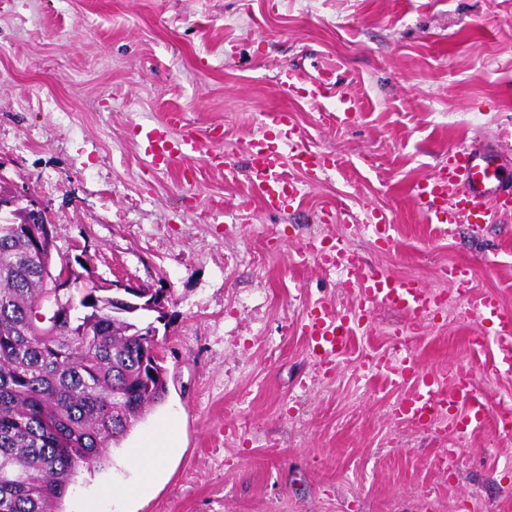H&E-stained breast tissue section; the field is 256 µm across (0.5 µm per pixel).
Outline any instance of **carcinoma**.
<instances>
[{"mask_svg": "<svg viewBox=\"0 0 512 512\" xmlns=\"http://www.w3.org/2000/svg\"><path fill=\"white\" fill-rule=\"evenodd\" d=\"M38 224L0 223V512H59L78 469L100 466L166 394L136 316L77 283L52 304Z\"/></svg>", "mask_w": 512, "mask_h": 512, "instance_id": "obj_1", "label": "carcinoma"}]
</instances>
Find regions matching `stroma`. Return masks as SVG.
<instances>
[{
	"label": "stroma",
	"mask_w": 512,
	"mask_h": 512,
	"mask_svg": "<svg viewBox=\"0 0 512 512\" xmlns=\"http://www.w3.org/2000/svg\"><path fill=\"white\" fill-rule=\"evenodd\" d=\"M281 66L335 67L356 112L280 90ZM273 108L337 163L285 213L254 195L244 151ZM139 124L222 133L224 163L151 168ZM471 141L499 149L512 179V0H0V174L46 206L55 258L168 299V394L105 467L80 468L62 512H512V431L400 419L404 388L364 365L404 342L422 373L469 369L512 405L491 324L464 315L486 293L512 314V211L432 224L412 195ZM373 211L394 226L390 250L352 231ZM339 237L362 275L416 279L444 303L433 320L374 309L323 376L302 321L352 309L355 286L306 244ZM451 265L469 267L467 287ZM152 433V491L99 498L135 480L130 453Z\"/></svg>",
	"instance_id": "obj_1"
}]
</instances>
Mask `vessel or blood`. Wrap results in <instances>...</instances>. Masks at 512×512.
Wrapping results in <instances>:
<instances>
[{
	"label": "vessel or blood",
	"mask_w": 512,
	"mask_h": 512,
	"mask_svg": "<svg viewBox=\"0 0 512 512\" xmlns=\"http://www.w3.org/2000/svg\"><path fill=\"white\" fill-rule=\"evenodd\" d=\"M277 82L288 91L306 86L307 99L312 104L319 105L334 97L341 112L354 109L352 99L337 97L336 85L328 77L311 78L297 69L284 68L279 70ZM264 126L267 136L251 139L247 145L253 190L266 208L285 211L294 207L301 194L297 181L288 175L289 167L302 170L309 181L319 182L335 170L336 161L329 155L308 150L302 132L291 124L287 111L265 112ZM137 134L156 168L168 166L172 158L189 157L204 148L203 142L193 135L172 137L155 125L138 126ZM271 134L282 138L284 150L269 145L267 137ZM414 193L433 224H457L465 219L483 221L491 208L512 206V182L499 177L493 154L475 144L453 148L447 166L417 185ZM324 260L347 276L355 274L360 266L359 257L351 253L347 240L341 237ZM440 302L437 293L415 279L376 273L360 278L356 306L351 313L318 306L308 311L303 329L313 359L324 367L345 354L349 336L365 330L371 307L393 308L420 319L433 313ZM468 306L481 321L492 324L500 362L511 368L512 315L502 312L497 301L487 296L469 300ZM375 367L391 385L413 382V392L394 408L404 420L427 426L458 410L462 413V428L475 429L494 417H512L507 410L493 411L487 398L477 394L470 371L458 369L446 377L425 376L415 369L409 354L400 352L378 358Z\"/></svg>",
	"instance_id": "vessel-or-blood-1"
}]
</instances>
